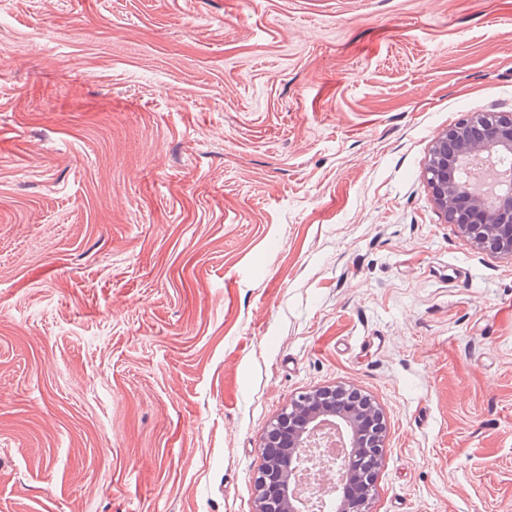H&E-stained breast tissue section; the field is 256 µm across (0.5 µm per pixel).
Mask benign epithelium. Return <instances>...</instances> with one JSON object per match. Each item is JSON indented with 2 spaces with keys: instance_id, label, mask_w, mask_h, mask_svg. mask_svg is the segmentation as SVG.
I'll use <instances>...</instances> for the list:
<instances>
[{
  "instance_id": "obj_1",
  "label": "benign epithelium",
  "mask_w": 512,
  "mask_h": 512,
  "mask_svg": "<svg viewBox=\"0 0 512 512\" xmlns=\"http://www.w3.org/2000/svg\"><path fill=\"white\" fill-rule=\"evenodd\" d=\"M503 154H512V113L475 112L438 135L425 176L446 222L475 244L512 256V168L497 171L498 191L490 196L457 179L460 159ZM352 392L354 388L339 384L289 401L262 444L255 512H304L292 481L310 460L312 440L328 426L340 438L339 480L320 484L314 495L336 500V512H370V489L387 426L374 400L359 404L349 398Z\"/></svg>"
}]
</instances>
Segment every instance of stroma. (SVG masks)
I'll return each instance as SVG.
<instances>
[{
  "instance_id": "1",
  "label": "stroma",
  "mask_w": 512,
  "mask_h": 512,
  "mask_svg": "<svg viewBox=\"0 0 512 512\" xmlns=\"http://www.w3.org/2000/svg\"><path fill=\"white\" fill-rule=\"evenodd\" d=\"M474 112L512 0H0V512H254L340 382L371 512H512V257L425 180ZM356 389L339 384L300 394L271 425L261 448L255 512H304L293 490L298 468L312 459V440L327 426L342 448L336 459L338 482L321 483L314 495L336 499V512H370V489L379 467L387 431L384 415L370 397L362 404L349 398Z\"/></svg>"
}]
</instances>
